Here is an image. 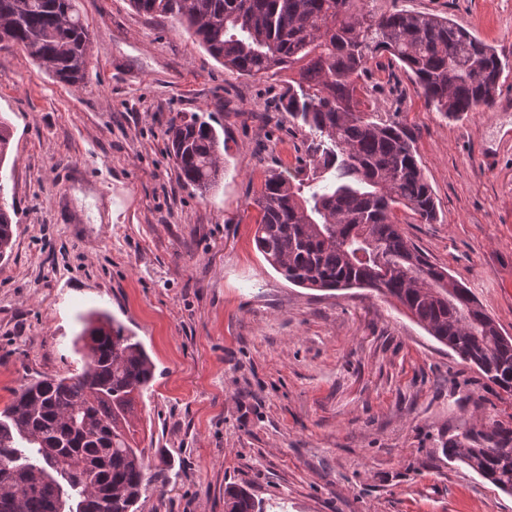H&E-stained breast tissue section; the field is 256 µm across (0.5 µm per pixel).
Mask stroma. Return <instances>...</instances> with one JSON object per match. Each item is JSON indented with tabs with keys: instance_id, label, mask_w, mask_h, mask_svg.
<instances>
[{
	"instance_id": "stroma-1",
	"label": "stroma",
	"mask_w": 512,
	"mask_h": 512,
	"mask_svg": "<svg viewBox=\"0 0 512 512\" xmlns=\"http://www.w3.org/2000/svg\"><path fill=\"white\" fill-rule=\"evenodd\" d=\"M83 81L54 80L0 48V116L12 127L0 183L16 208L0 261V410L29 379L72 376L89 311L109 314L154 365L136 395L135 443L155 477L140 512H224L243 485L266 512H512L448 440L512 420V395L370 289L295 287L257 251L268 171L296 168L304 135L278 110L296 70L225 71L173 19L129 0H78ZM444 15L507 61L492 106L452 121L409 75L370 65L372 109L412 138L438 219L399 211L433 263L512 336V0H362ZM209 122L224 179L200 193L166 154L173 118ZM500 154L486 168L482 151Z\"/></svg>"
}]
</instances>
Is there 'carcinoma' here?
Wrapping results in <instances>:
<instances>
[{
  "instance_id": "cac0c4a2",
  "label": "carcinoma",
  "mask_w": 512,
  "mask_h": 512,
  "mask_svg": "<svg viewBox=\"0 0 512 512\" xmlns=\"http://www.w3.org/2000/svg\"><path fill=\"white\" fill-rule=\"evenodd\" d=\"M140 13L171 17L224 69L273 77L301 64L281 111L304 132L310 168L272 171L255 200L254 241L288 282L313 290L371 288L395 299L438 342L506 393L512 338L467 286L432 263L399 229L396 212L430 224L437 206L413 143L398 122L360 108L371 61L401 63L427 104L460 120L493 104L504 65L453 20L430 13L364 12L356 0H130ZM10 42L64 82L84 78L89 34L77 0H0ZM12 139L0 116V165ZM168 151L180 181L200 193L224 179L220 141L206 121H171ZM14 205L0 184V259L13 249ZM86 358L72 377L23 385L0 412V512H136L152 479L133 446L134 401L153 364L142 344L109 320L87 326ZM448 457L512 493V428L499 420L463 439ZM224 512H264L241 485L224 489Z\"/></svg>"
}]
</instances>
